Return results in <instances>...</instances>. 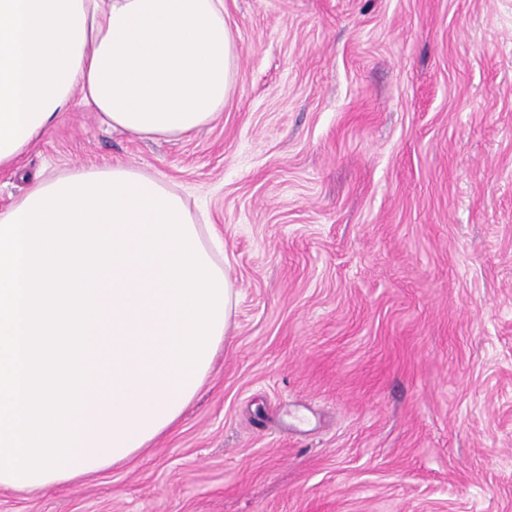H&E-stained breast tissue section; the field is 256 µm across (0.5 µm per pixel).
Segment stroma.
I'll return each mask as SVG.
<instances>
[{
  "mask_svg": "<svg viewBox=\"0 0 512 512\" xmlns=\"http://www.w3.org/2000/svg\"><path fill=\"white\" fill-rule=\"evenodd\" d=\"M180 139L81 100L0 172L123 161L224 238V348L148 454L0 512H512V0H224Z\"/></svg>",
  "mask_w": 512,
  "mask_h": 512,
  "instance_id": "35a3bbf8",
  "label": "stroma"
}]
</instances>
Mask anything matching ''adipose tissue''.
Instances as JSON below:
<instances>
[{
  "instance_id": "adipose-tissue-1",
  "label": "adipose tissue",
  "mask_w": 512,
  "mask_h": 512,
  "mask_svg": "<svg viewBox=\"0 0 512 512\" xmlns=\"http://www.w3.org/2000/svg\"><path fill=\"white\" fill-rule=\"evenodd\" d=\"M237 49L224 0H0V169L70 106L74 89L109 128L179 139L212 122L233 90ZM106 305L108 370H95L66 471L88 476L144 454L196 394L163 369L161 298L134 286Z\"/></svg>"
}]
</instances>
